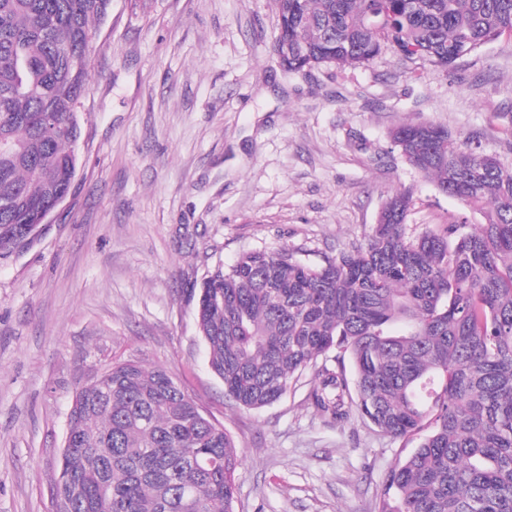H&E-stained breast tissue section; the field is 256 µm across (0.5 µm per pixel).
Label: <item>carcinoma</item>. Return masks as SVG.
<instances>
[{
	"mask_svg": "<svg viewBox=\"0 0 512 512\" xmlns=\"http://www.w3.org/2000/svg\"><path fill=\"white\" fill-rule=\"evenodd\" d=\"M111 2L0 0V255L75 178L76 105ZM277 11L273 53L288 73L363 65L390 47L446 69L512 35V0H277ZM389 138L486 223L409 241L402 190L365 245L321 266L286 249L242 254L199 288L209 366L251 410L313 365L308 400L321 417L357 412L417 440L376 512H512V170L438 125L402 124ZM332 352L336 368L316 366ZM105 370L79 393L63 443L71 512H235L240 458L224 426L160 367Z\"/></svg>",
	"mask_w": 512,
	"mask_h": 512,
	"instance_id": "1",
	"label": "carcinoma"
}]
</instances>
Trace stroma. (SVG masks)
<instances>
[{"label":"stroma","mask_w":512,"mask_h":512,"mask_svg":"<svg viewBox=\"0 0 512 512\" xmlns=\"http://www.w3.org/2000/svg\"><path fill=\"white\" fill-rule=\"evenodd\" d=\"M277 20L275 0H112L76 106L71 189L0 257V512H49L76 390L130 359L165 369L232 436L236 512H375L402 441L361 417L323 420L310 369L272 405L234 406L208 367L195 292L246 251L320 266L363 245L404 187L408 239L484 223L389 133L440 125L512 169V35L448 69L387 50L287 77Z\"/></svg>","instance_id":"stroma-1"}]
</instances>
